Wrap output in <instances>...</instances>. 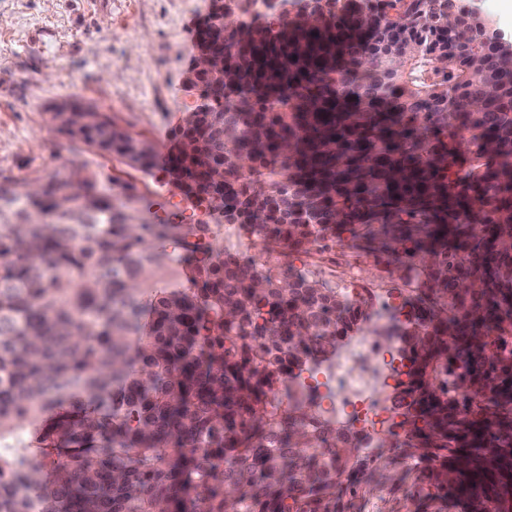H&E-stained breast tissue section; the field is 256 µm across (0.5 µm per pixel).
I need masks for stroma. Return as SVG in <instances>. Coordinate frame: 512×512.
I'll return each instance as SVG.
<instances>
[{
  "instance_id": "35a3bbf8",
  "label": "stroma",
  "mask_w": 512,
  "mask_h": 512,
  "mask_svg": "<svg viewBox=\"0 0 512 512\" xmlns=\"http://www.w3.org/2000/svg\"><path fill=\"white\" fill-rule=\"evenodd\" d=\"M210 0H0V171L18 179L46 178L72 160L131 184L135 214L154 224L209 225L216 239L224 223L187 200L161 166L151 172L126 165L69 138L52 122L65 103L92 106L112 116L155 151L168 150L171 133L189 98L181 86L194 55V30ZM111 31L109 45L100 36ZM294 269H309L341 288L396 298L397 316L415 281L398 272L392 252L337 248L335 255L288 256ZM397 454L373 468L362 490L345 501V512H409L414 487Z\"/></svg>"
}]
</instances>
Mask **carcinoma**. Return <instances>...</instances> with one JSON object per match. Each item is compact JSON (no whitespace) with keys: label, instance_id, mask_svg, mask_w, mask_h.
<instances>
[{"label":"carcinoma","instance_id":"obj_1","mask_svg":"<svg viewBox=\"0 0 512 512\" xmlns=\"http://www.w3.org/2000/svg\"><path fill=\"white\" fill-rule=\"evenodd\" d=\"M224 0L236 53L199 77L167 173L263 244L256 270L151 224L81 161L0 173V512H343L379 458L286 381L369 332L407 380L391 444L417 497L512 512V38L462 0ZM60 131L145 172L152 145L103 112ZM288 140V156L277 142ZM395 228L423 287L405 321L281 270ZM196 241H191V238ZM190 267L193 288L143 284Z\"/></svg>","mask_w":512,"mask_h":512}]
</instances>
